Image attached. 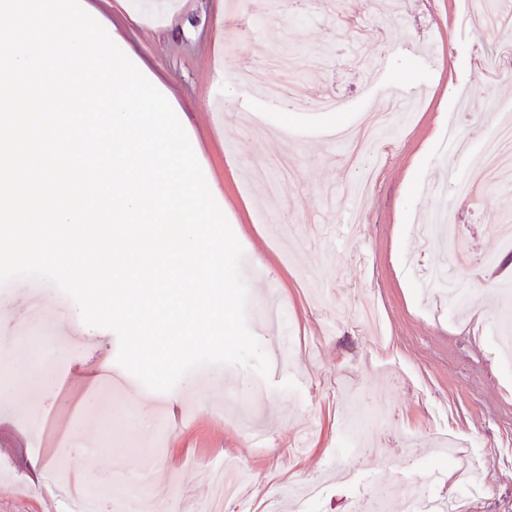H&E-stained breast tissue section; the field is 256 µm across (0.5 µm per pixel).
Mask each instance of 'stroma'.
I'll return each instance as SVG.
<instances>
[{"mask_svg":"<svg viewBox=\"0 0 512 512\" xmlns=\"http://www.w3.org/2000/svg\"><path fill=\"white\" fill-rule=\"evenodd\" d=\"M182 0L167 20L159 10L129 16L112 7V25L172 95L186 133L244 256L247 325L281 370L210 365L170 392L147 389L117 370L118 338L86 328L57 353L42 330L78 319L77 305L37 282L0 285V337L53 369L44 397L18 383L0 407V512H66L59 492L70 470L64 451L82 449L97 488L114 472L134 478L150 459L179 484V512L210 496L225 462L242 465L247 512H267L288 483L320 487L312 500L279 512H348L354 501L402 492L431 471L434 496H455L460 512H512V362L501 351V314L512 308V246L490 235L491 216L512 218V191L482 200L454 184L479 160L504 108L512 109V52L500 47L512 21L505 0H344L347 15L388 12L382 38L352 43L325 0L293 16L288 0ZM288 49L310 97L334 91L339 112L290 110L238 79L243 61ZM448 58L436 71L429 58ZM223 74H216V65ZM409 93L396 131L366 143L358 160L328 129L357 132L366 112L392 89ZM456 129L468 140L457 152ZM294 176L276 195L264 180L282 166ZM452 213L471 261L418 229L434 212ZM279 216L263 223V213ZM449 273L483 310L457 312L440 290L423 293L426 268ZM363 417L357 450L348 434ZM111 430H104V423ZM260 429L254 442L243 423Z\"/></svg>","mask_w":512,"mask_h":512,"instance_id":"stroma-1","label":"stroma"}]
</instances>
